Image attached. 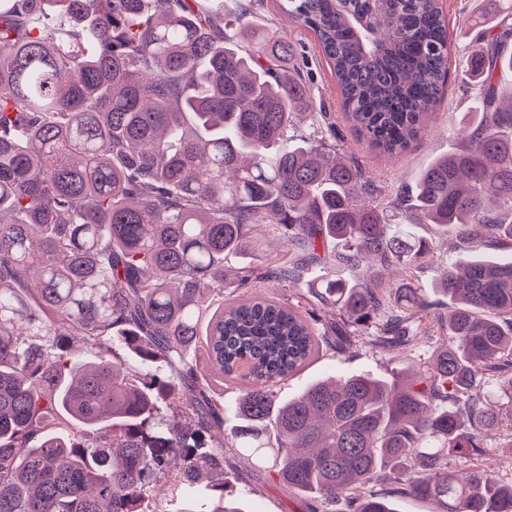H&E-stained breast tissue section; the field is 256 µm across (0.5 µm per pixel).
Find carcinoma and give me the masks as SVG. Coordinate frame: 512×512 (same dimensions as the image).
<instances>
[{"mask_svg":"<svg viewBox=\"0 0 512 512\" xmlns=\"http://www.w3.org/2000/svg\"><path fill=\"white\" fill-rule=\"evenodd\" d=\"M313 31L348 118L399 156L425 131L448 75L439 0H276ZM251 4L207 0H0V512H246L224 496L214 391L241 385L227 447L319 501L320 512H512L484 463L512 408V253L457 256L419 280L417 232L512 241V92L494 81L504 26L480 54L459 148L395 198L339 155L310 109L294 46ZM283 241L246 267L253 295L212 306L224 257ZM400 277L388 282L384 272ZM298 289L288 303L269 282ZM336 309L335 322L302 301ZM84 360L52 345L72 335ZM442 338L409 360L422 337ZM358 336L409 365L392 378L277 385ZM208 379L187 352L199 340ZM128 350L144 367L131 375ZM186 411L163 426L158 399ZM470 462L459 469L460 459ZM206 481L211 496L198 499Z\"/></svg>","mask_w":512,"mask_h":512,"instance_id":"1","label":"carcinoma"}]
</instances>
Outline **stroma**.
Returning <instances> with one entry per match:
<instances>
[{
  "mask_svg": "<svg viewBox=\"0 0 512 512\" xmlns=\"http://www.w3.org/2000/svg\"><path fill=\"white\" fill-rule=\"evenodd\" d=\"M440 5L453 34L450 45L451 63L443 88L442 103L432 115L424 133L409 149L398 157H387L369 150L352 122L348 119L339 95L336 79L327 65L312 31L297 27L281 16L275 0H258L250 19L277 30L279 36L293 43L304 60V74L314 111L324 113L325 119L336 130V141L343 156L362 164L369 171L378 190L385 196H395L402 185L412 182L430 162L448 150L457 148L459 141L455 128L464 112L470 111L477 77L464 69L480 47L483 35L494 31L512 6V0H441ZM433 240L430 261L421 275L422 283H430L447 259L459 253L476 249V242L463 237L437 236L433 227L422 230ZM402 368L390 361L358 337L346 350L328 352L308 365L299 374L289 378L279 388L280 398L300 393L310 382L328 376L372 374L392 377ZM224 466L237 471L232 488L248 512H315V502L300 497L267 472L240 464L233 450H225Z\"/></svg>",
  "mask_w": 512,
  "mask_h": 512,
  "instance_id": "1",
  "label": "stroma"
}]
</instances>
